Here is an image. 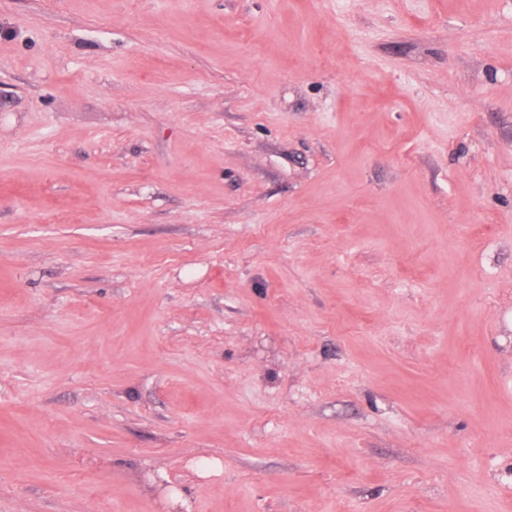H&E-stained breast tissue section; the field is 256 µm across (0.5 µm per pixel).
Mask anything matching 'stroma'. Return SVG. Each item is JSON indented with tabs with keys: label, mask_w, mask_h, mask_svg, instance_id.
I'll list each match as a JSON object with an SVG mask.
<instances>
[{
	"label": "stroma",
	"mask_w": 512,
	"mask_h": 512,
	"mask_svg": "<svg viewBox=\"0 0 512 512\" xmlns=\"http://www.w3.org/2000/svg\"><path fill=\"white\" fill-rule=\"evenodd\" d=\"M0 512H512V0H0Z\"/></svg>",
	"instance_id": "obj_1"
}]
</instances>
